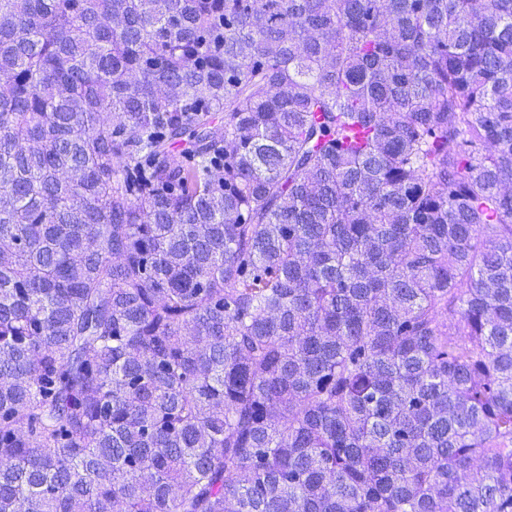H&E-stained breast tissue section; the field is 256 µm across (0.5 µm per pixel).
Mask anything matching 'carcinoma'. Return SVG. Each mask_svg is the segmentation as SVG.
I'll list each match as a JSON object with an SVG mask.
<instances>
[{
	"mask_svg": "<svg viewBox=\"0 0 512 512\" xmlns=\"http://www.w3.org/2000/svg\"><path fill=\"white\" fill-rule=\"evenodd\" d=\"M118 505L512 512V0H0V512Z\"/></svg>",
	"mask_w": 512,
	"mask_h": 512,
	"instance_id": "carcinoma-1",
	"label": "carcinoma"
}]
</instances>
